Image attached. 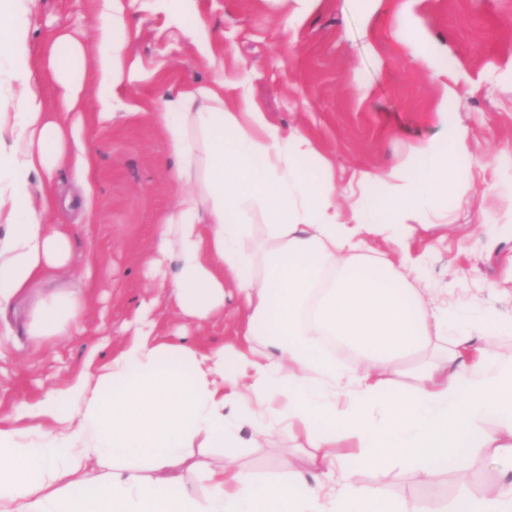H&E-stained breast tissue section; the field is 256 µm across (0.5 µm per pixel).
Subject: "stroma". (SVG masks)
<instances>
[{"label": "stroma", "mask_w": 512, "mask_h": 512, "mask_svg": "<svg viewBox=\"0 0 512 512\" xmlns=\"http://www.w3.org/2000/svg\"><path fill=\"white\" fill-rule=\"evenodd\" d=\"M211 36L212 55L171 26L155 0H126V66L114 101L133 114L100 121L94 83L85 85L84 142L93 163L88 174L65 167L57 174L70 207L49 221L71 224L74 262L53 286L92 261L82 311L68 334L36 345L16 333L0 338V417L53 393L84 366L90 352L108 357L142 299L156 295L147 260L164 213L178 187L168 177L170 152L158 125L169 95L183 84L247 80L253 103L276 126L302 129L336 174L338 192L365 170L385 175L405 164L413 147L437 139L441 80L422 68L420 54L450 57L458 74L457 117L467 126L473 153L464 201L448 200L446 226L420 230L429 250L419 290L423 298L466 305L472 324L485 330L490 348L512 345V0H318L295 26L284 28L292 0H180ZM104 21L99 0H36L30 46L41 54L48 36L67 33L98 41ZM90 200L77 197L81 179ZM91 221L79 223L82 206ZM496 323L483 324L486 313ZM161 330L183 331L205 347L235 334L232 313L197 325L182 324L161 309ZM286 434L267 429L260 446L239 449L237 465L260 478L307 470L304 452L287 454ZM353 481L380 485L392 498L411 501L440 491L454 499V474L439 486L393 468L376 473L349 465Z\"/></svg>", "instance_id": "obj_1"}]
</instances>
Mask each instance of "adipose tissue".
Segmentation results:
<instances>
[{"label":"adipose tissue","mask_w":512,"mask_h":512,"mask_svg":"<svg viewBox=\"0 0 512 512\" xmlns=\"http://www.w3.org/2000/svg\"><path fill=\"white\" fill-rule=\"evenodd\" d=\"M34 2L0 0V324L43 340L65 335L81 309V289L47 285L73 252L70 227L46 217L64 203L57 171L92 163L85 82L94 76L102 102L115 99L126 6L102 0L98 47L58 34L37 59ZM235 90L229 99L223 82L186 84L159 114L180 188L151 256L159 293L109 359L0 422V512H431L351 482L348 461L433 475L441 461L466 473L481 448L512 460V350L449 333L447 305H425L409 281L423 256L368 243L413 238L461 195L472 152L456 90L437 107L444 135L385 177L359 172L346 200L310 136L269 123L244 82ZM229 280L233 340L200 348L160 335L163 305L190 323L223 317ZM402 371L407 393L392 387ZM267 427L304 440L311 471L261 481L235 466L246 435ZM451 512H512V475L479 497L460 489Z\"/></svg>","instance_id":"1"}]
</instances>
